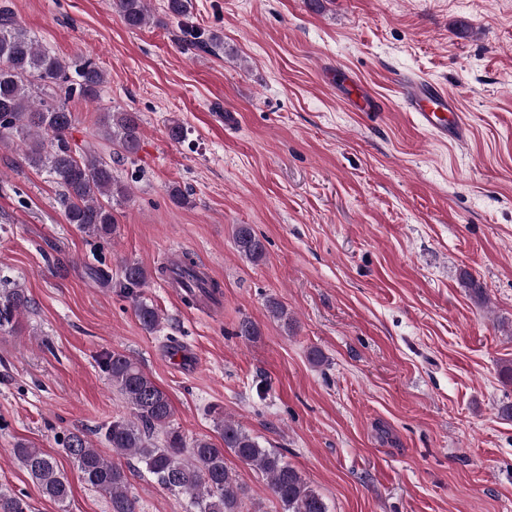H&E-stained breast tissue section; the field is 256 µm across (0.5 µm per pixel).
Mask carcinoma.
<instances>
[{
    "instance_id": "obj_1",
    "label": "carcinoma",
    "mask_w": 512,
    "mask_h": 512,
    "mask_svg": "<svg viewBox=\"0 0 512 512\" xmlns=\"http://www.w3.org/2000/svg\"><path fill=\"white\" fill-rule=\"evenodd\" d=\"M112 9L130 29H140L149 21L146 0H112ZM103 84V71L95 63L82 57L64 61L42 50L14 11L0 6V142L35 134L25 160L61 188L60 203L67 222L95 237L115 231L111 203L126 197L127 188L109 163L95 156H77L67 133L73 122L69 102L76 97L98 98ZM103 127L105 136L126 157L137 153L142 135L138 113L108 112ZM234 245L239 255L252 263L265 258V244L249 224L236 226ZM157 273L185 288L183 302L188 306L197 303L199 293H218L219 284L206 280L188 253L172 266L157 268ZM147 279L139 263L124 264L121 285L134 297V312L143 329L153 332L162 316L136 292ZM30 307L26 290L10 277L1 276L0 332L15 331L17 317ZM101 365L132 410L130 416L115 418L105 427L104 441L117 455L140 464L160 487L186 496L189 512H243L247 491L224 463L228 451L266 477L283 512H329L322 496L298 470L278 452L262 447L239 422L218 411L215 420L221 444L207 437L188 443L171 425L167 394L136 361L113 352L104 354ZM62 446L85 483L107 496L110 512H139L122 466L105 458L81 432L64 435ZM13 454L42 493L64 506L70 488L56 460L23 444L13 449ZM0 512L31 510L23 495L0 488Z\"/></svg>"
}]
</instances>
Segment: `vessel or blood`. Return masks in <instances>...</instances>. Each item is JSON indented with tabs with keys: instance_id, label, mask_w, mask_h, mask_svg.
Returning a JSON list of instances; mask_svg holds the SVG:
<instances>
[{
	"instance_id": "vessel-or-blood-1",
	"label": "vessel or blood",
	"mask_w": 512,
	"mask_h": 512,
	"mask_svg": "<svg viewBox=\"0 0 512 512\" xmlns=\"http://www.w3.org/2000/svg\"><path fill=\"white\" fill-rule=\"evenodd\" d=\"M401 94L406 109L412 112L420 128L443 140L466 142L469 135L467 118L442 86L407 80L401 87Z\"/></svg>"
}]
</instances>
